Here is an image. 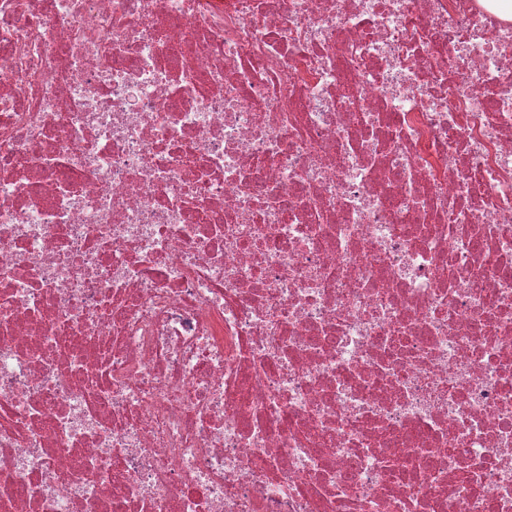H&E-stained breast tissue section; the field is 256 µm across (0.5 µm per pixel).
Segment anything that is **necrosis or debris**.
<instances>
[{"label":"necrosis or debris","mask_w":512,"mask_h":512,"mask_svg":"<svg viewBox=\"0 0 512 512\" xmlns=\"http://www.w3.org/2000/svg\"><path fill=\"white\" fill-rule=\"evenodd\" d=\"M0 512H512V20L0 0Z\"/></svg>","instance_id":"1"}]
</instances>
